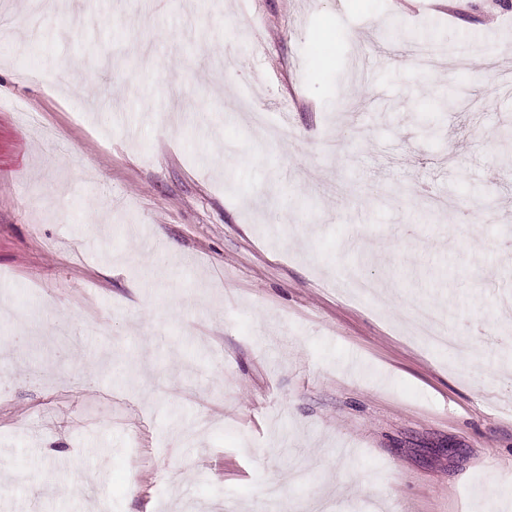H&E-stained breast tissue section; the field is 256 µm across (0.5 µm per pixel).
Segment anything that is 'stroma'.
I'll use <instances>...</instances> for the list:
<instances>
[{"instance_id": "obj_1", "label": "stroma", "mask_w": 512, "mask_h": 512, "mask_svg": "<svg viewBox=\"0 0 512 512\" xmlns=\"http://www.w3.org/2000/svg\"><path fill=\"white\" fill-rule=\"evenodd\" d=\"M67 2L0 11V512H502L512 0ZM32 79L52 83L70 92H81L86 86L96 81V76L92 71L76 68L74 62L66 59L49 74L38 73L33 75ZM415 319V330L425 336L429 342L454 346L459 354L468 355L470 350L461 344L455 336L449 334L447 329L437 322L434 314L428 310L415 309L412 313Z\"/></svg>"}]
</instances>
